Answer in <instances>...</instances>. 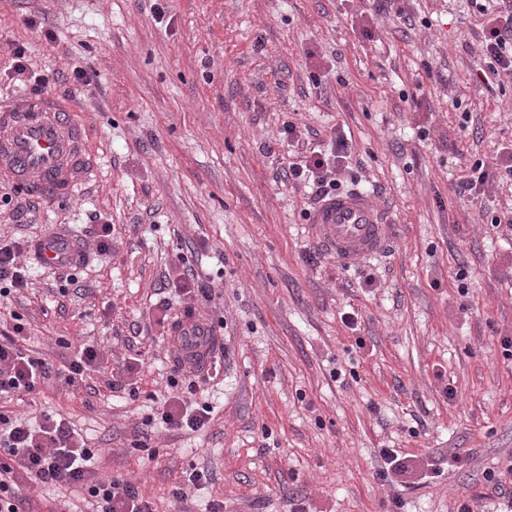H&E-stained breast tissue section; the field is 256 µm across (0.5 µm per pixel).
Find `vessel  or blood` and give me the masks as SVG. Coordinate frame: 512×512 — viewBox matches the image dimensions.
Returning a JSON list of instances; mask_svg holds the SVG:
<instances>
[{
    "label": "vessel or blood",
    "instance_id": "1",
    "mask_svg": "<svg viewBox=\"0 0 512 512\" xmlns=\"http://www.w3.org/2000/svg\"><path fill=\"white\" fill-rule=\"evenodd\" d=\"M85 136L71 107L54 97L0 103V178L47 199L73 195L93 167ZM312 225L316 241L347 263L374 255L383 240L376 206L362 192L330 197L316 209ZM35 254L48 266H73L82 258V247L72 235L55 233L38 242ZM172 341L175 356L191 366L208 364L217 345L193 309L184 312Z\"/></svg>",
    "mask_w": 512,
    "mask_h": 512
}]
</instances>
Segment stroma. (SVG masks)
Returning a JSON list of instances; mask_svg holds the SVG:
<instances>
[{"mask_svg": "<svg viewBox=\"0 0 512 512\" xmlns=\"http://www.w3.org/2000/svg\"><path fill=\"white\" fill-rule=\"evenodd\" d=\"M485 22L475 0H0V98L29 90L12 60L24 46L96 159L73 197L22 221L27 194L0 208V245L84 236L95 213L112 226L111 253L88 247L65 294L61 270L25 251L32 283L0 323L28 324L21 349L54 369L40 406L98 449L97 472L137 482L154 512H390L396 497L407 512H488L485 474L512 455V230L490 224L512 212V182L456 192L512 144V80L474 79ZM78 67L80 82L51 79ZM336 131L351 149L342 189L371 191L386 231L349 265L312 234L313 191L284 179ZM183 254L210 300L174 293ZM189 307L221 340L197 394L212 412L202 432L149 434L151 460L131 443L169 394ZM86 341L106 363L73 390L58 372ZM383 448L406 469L396 481L377 476ZM203 469L212 482L176 497ZM29 496V512L88 508L76 488Z\"/></svg>", "mask_w": 512, "mask_h": 512, "instance_id": "stroma-1", "label": "stroma"}]
</instances>
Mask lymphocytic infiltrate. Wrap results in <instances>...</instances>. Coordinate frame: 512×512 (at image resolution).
I'll list each match as a JSON object with an SVG mask.
<instances>
[{
    "label": "lymphocytic infiltrate",
    "instance_id": "obj_1",
    "mask_svg": "<svg viewBox=\"0 0 512 512\" xmlns=\"http://www.w3.org/2000/svg\"><path fill=\"white\" fill-rule=\"evenodd\" d=\"M494 17L483 33L482 62L476 74L479 81L489 77H512V0H492ZM348 157V142L343 135L330 139L329 150L312 151L304 163L290 164L289 182H310L319 199L338 189L336 172ZM512 181V146L502 147L492 161L476 159L459 192L478 198L486 184L495 180ZM25 331L24 323L12 333L0 336V397L35 396L50 368L42 360L24 355L15 338ZM168 382L178 391L174 400L165 401L155 419L168 431H200L209 420L208 403L197 402L198 385L193 370L170 375ZM94 452L65 419L38 411L33 419L11 418L0 409V512H26L28 482L45 488L75 487L95 503L94 512H151L136 485L118 477L93 474Z\"/></svg>",
    "mask_w": 512,
    "mask_h": 512
}]
</instances>
